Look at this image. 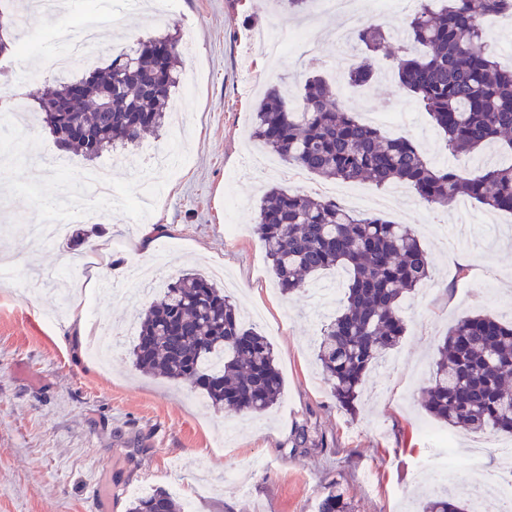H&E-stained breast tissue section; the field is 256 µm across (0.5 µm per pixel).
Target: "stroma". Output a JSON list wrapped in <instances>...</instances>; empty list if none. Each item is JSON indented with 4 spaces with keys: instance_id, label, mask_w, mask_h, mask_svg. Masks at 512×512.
Instances as JSON below:
<instances>
[{
    "instance_id": "1",
    "label": "stroma",
    "mask_w": 512,
    "mask_h": 512,
    "mask_svg": "<svg viewBox=\"0 0 512 512\" xmlns=\"http://www.w3.org/2000/svg\"><path fill=\"white\" fill-rule=\"evenodd\" d=\"M109 11L128 14L130 24L102 30L98 66L140 39L175 32L192 40L183 85L172 96L185 122L125 151L112 169L102 220L79 226L83 242H31L24 229L50 208L57 162H70L73 178L86 160L35 118L56 51L42 23L31 25L38 36L30 51L1 59L0 90L10 88L11 71L25 76V92L13 101L27 128L0 125V145L20 156L0 164V254L27 256L13 267L15 280L37 273L45 280L27 293L0 288V512H127L135 492L159 488L192 512H318L332 485L351 512H419L444 486L473 505L487 476L512 464V437L433 422L420 395L432 382L436 348L458 319L512 320V308L500 303L512 297V213L468 198L434 210L410 189L385 211L415 231L431 256V278L407 295V333L370 374L351 414L338 406L315 360L322 326L343 305L346 278L332 268L282 294L253 231L270 187L321 196L330 182L309 173L296 184L250 166L260 149L250 132L268 87L295 101L306 79L319 75L354 109L388 111L382 131L412 138L433 166L471 174L504 162V154L448 150L430 116L399 89L396 59L378 68L371 90L354 95L342 56L362 52L356 42L337 43L343 20L324 15L321 5L291 14L274 0H174L163 13L147 11L143 0H69L68 19L77 25ZM263 28L303 38L322 54L270 58L254 38ZM171 141L185 164L164 180L152 205L138 203L149 177L144 154ZM149 225L160 229L154 251L167 253L163 279L223 272L225 295L241 310L259 312L255 326L271 342L283 379L282 397L267 413L239 416L212 406L199 390L133 366L138 314L156 294L130 301L123 293L135 285L129 271L151 260L142 240ZM102 252L107 272L86 301L96 309L95 327L114 333L108 367L88 354L89 337L74 335L76 301L62 299L52 279L62 257L78 280L86 259Z\"/></svg>"
}]
</instances>
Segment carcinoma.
Segmentation results:
<instances>
[{
    "label": "carcinoma",
    "mask_w": 512,
    "mask_h": 512,
    "mask_svg": "<svg viewBox=\"0 0 512 512\" xmlns=\"http://www.w3.org/2000/svg\"><path fill=\"white\" fill-rule=\"evenodd\" d=\"M512 16V0H419L405 24L397 81L444 133L448 149L473 154L489 145L512 159V68L488 48L484 20ZM14 0L0 3V27L18 30ZM366 49L344 76L352 87L368 84L375 57L391 55L381 29L352 35ZM180 40L168 34L121 49L104 69L59 78L38 102L53 134L88 159L138 143L166 126V106L180 83ZM94 78L112 84V111L71 97L73 86ZM71 102L70 111L47 110ZM68 125L87 129L91 141L71 138ZM252 137L293 167L344 182L369 179L380 187L410 185L431 207L449 208L469 197L512 212V162L468 176L434 167L406 137H389L358 118L320 76L308 78L294 105L271 88L254 113ZM271 270L287 293L305 278L341 267L349 278L343 308L321 332L316 359L338 404L354 411L368 373L405 336L404 298L430 276L429 255L406 224L350 211L334 200L274 188L260 200L254 227ZM132 363L141 371L202 390L211 403L259 415L280 399L282 378L266 337L243 325L224 291L198 273L169 283L163 297L140 317ZM512 322L470 315L448 330L438 346L431 386L421 403L435 420L473 433L512 436ZM129 512H185L162 489L138 497ZM318 512H350L334 487ZM422 512H465L456 493L443 488Z\"/></svg>",
    "instance_id": "obj_1"
}]
</instances>
